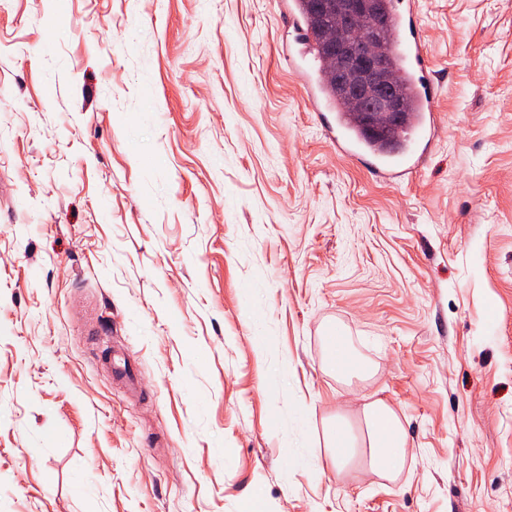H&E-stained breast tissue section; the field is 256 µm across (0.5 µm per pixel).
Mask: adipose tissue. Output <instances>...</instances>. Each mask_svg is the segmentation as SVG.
<instances>
[{"label":"adipose tissue","mask_w":512,"mask_h":512,"mask_svg":"<svg viewBox=\"0 0 512 512\" xmlns=\"http://www.w3.org/2000/svg\"><path fill=\"white\" fill-rule=\"evenodd\" d=\"M362 415L366 426L364 441H356L343 423H333L329 428L327 446L336 468H343L361 445L367 450L369 471L375 474L397 471L407 450V435L400 418L381 400L365 404Z\"/></svg>","instance_id":"adipose-tissue-1"}]
</instances>
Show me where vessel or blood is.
<instances>
[{
    "label": "vessel or blood",
    "instance_id": "vessel-or-blood-1",
    "mask_svg": "<svg viewBox=\"0 0 512 512\" xmlns=\"http://www.w3.org/2000/svg\"><path fill=\"white\" fill-rule=\"evenodd\" d=\"M285 10L288 14V26L293 33V44L288 50V59L313 108L318 111L331 109L332 103L325 94L316 68L318 54L300 0H287ZM388 10L394 25L397 55L417 105L416 112L410 118L404 149L380 159L377 167L381 177L398 179L417 168L432 146L436 85L428 65L415 0H390Z\"/></svg>",
    "mask_w": 512,
    "mask_h": 512
}]
</instances>
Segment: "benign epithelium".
I'll list each match as a JSON object with an SVG mask.
<instances>
[{
  "label": "benign epithelium",
  "mask_w": 512,
  "mask_h": 512,
  "mask_svg": "<svg viewBox=\"0 0 512 512\" xmlns=\"http://www.w3.org/2000/svg\"><path fill=\"white\" fill-rule=\"evenodd\" d=\"M323 8L336 14V21L322 27L321 35L328 46L323 57L324 67L336 71V82L350 97L359 99L365 107L364 121L369 132L389 139L401 125L403 114L394 89V75L387 65L383 43L387 28L383 18L362 42L344 49V63L336 66V30L354 19L380 13L375 0H343L328 3Z\"/></svg>",
  "instance_id": "benign-epithelium-1"
}]
</instances>
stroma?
I'll use <instances>...</instances> for the list:
<instances>
[{"instance_id":"1","label":"stroma","mask_w":512,"mask_h":512,"mask_svg":"<svg viewBox=\"0 0 512 512\" xmlns=\"http://www.w3.org/2000/svg\"><path fill=\"white\" fill-rule=\"evenodd\" d=\"M418 18L438 128L388 181L282 0H0V512H512V0ZM376 399L402 467L336 471ZM306 10V16L302 3L298 0L286 1L285 11L288 12V26L292 30L293 46L288 48V60L292 64L296 75L306 90L307 97L316 112L336 110L325 94V89L318 75L316 63L319 60L315 45L310 36V31L318 46L319 54L322 51L321 43L315 32V18L310 8V0H302ZM310 28V31H309ZM337 114V120L344 131L341 135H336L334 127L329 124L326 129L328 136L336 144V150L338 152L351 158H358V154L362 153L364 150L362 142L348 130L342 114H339V112ZM329 362L336 373L344 377L361 376L366 370L338 332L330 341Z\"/></svg>"}]
</instances>
